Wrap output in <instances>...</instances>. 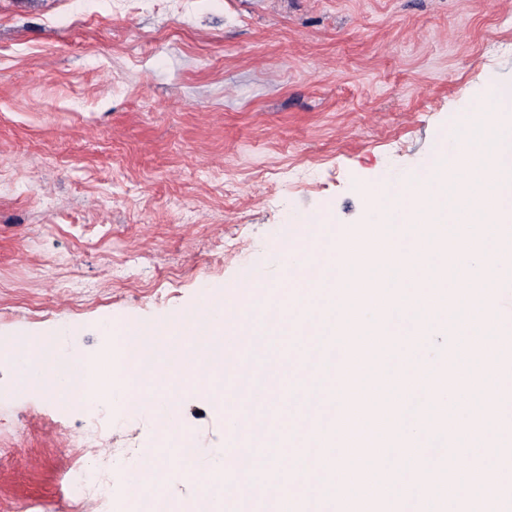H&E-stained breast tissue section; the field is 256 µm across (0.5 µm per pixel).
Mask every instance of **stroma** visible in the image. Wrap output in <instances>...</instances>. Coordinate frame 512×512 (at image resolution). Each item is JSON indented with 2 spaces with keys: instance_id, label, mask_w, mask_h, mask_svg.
Instances as JSON below:
<instances>
[{
  "instance_id": "stroma-1",
  "label": "stroma",
  "mask_w": 512,
  "mask_h": 512,
  "mask_svg": "<svg viewBox=\"0 0 512 512\" xmlns=\"http://www.w3.org/2000/svg\"><path fill=\"white\" fill-rule=\"evenodd\" d=\"M512 85V0H0V512H69L65 463L128 492L159 438L33 384L14 348L62 327H181L211 293L282 275L292 218L367 222L364 191L426 164L487 90ZM430 336L473 387L497 366ZM201 468L224 414L179 397ZM93 442L83 443L89 427Z\"/></svg>"
}]
</instances>
